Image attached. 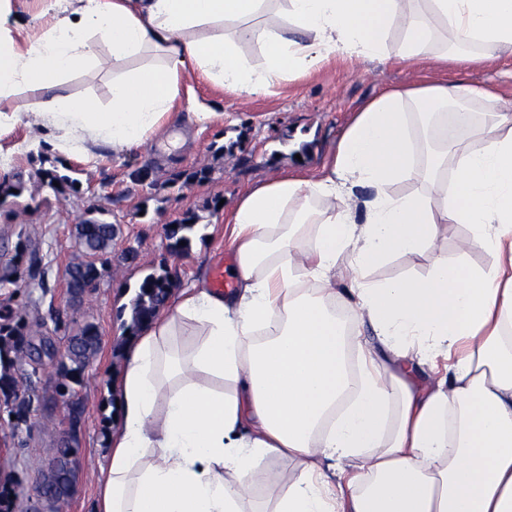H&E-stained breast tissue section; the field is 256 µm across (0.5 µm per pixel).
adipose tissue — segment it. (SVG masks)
<instances>
[{"instance_id":"ef3b65f1","label":"adipose tissue","mask_w":512,"mask_h":512,"mask_svg":"<svg viewBox=\"0 0 512 512\" xmlns=\"http://www.w3.org/2000/svg\"><path fill=\"white\" fill-rule=\"evenodd\" d=\"M38 2L36 29L0 0V135L34 117L43 149L87 160L168 128L189 76L252 98L339 52L384 56L395 29L400 60L458 73L385 88L320 169L252 184L225 211L235 288L197 280L131 338L95 512H247L272 460L296 475L269 512H512V90L465 78L512 55V0ZM446 31L481 52L439 51ZM81 66L111 69L108 107L59 94ZM473 99L489 106L477 149L420 154L415 123ZM449 224L469 229L453 263L435 249ZM475 246L489 268L465 262ZM414 252L426 276L368 281Z\"/></svg>"}]
</instances>
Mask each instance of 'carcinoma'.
Listing matches in <instances>:
<instances>
[{
    "mask_svg": "<svg viewBox=\"0 0 512 512\" xmlns=\"http://www.w3.org/2000/svg\"><path fill=\"white\" fill-rule=\"evenodd\" d=\"M39 168L30 177L38 180L39 184L50 189L57 196L77 194L80 191L78 179L67 174L70 167L41 153L38 155ZM26 190V180L21 172H10L0 178V209L17 204ZM112 212L97 206L88 207L82 215L80 224L76 227L77 246L84 260L72 265L70 287L79 288L85 282H91L100 277V269L106 268L105 258L114 236L116 225L109 217ZM196 220L187 216L176 222V227L168 228L167 238L171 240V248L185 251L189 248L191 234L194 232ZM23 253H18L10 261L0 265V283L12 284L22 277L21 260ZM172 279L169 274L150 273L139 285L138 292L132 300L134 322L141 324L152 318L165 304L171 287ZM26 309H18L14 324L0 325V348L4 351L22 352L21 336L25 328L24 315ZM98 334L92 323H86L78 332L70 337L61 366L64 381L56 387V394L68 401V414L78 420L83 414L82 398L76 386L81 384L82 375L89 364L90 358L97 350ZM70 449H49V463L46 474L66 470L75 475L73 461L69 459Z\"/></svg>",
    "mask_w": 512,
    "mask_h": 512,
    "instance_id": "carcinoma-1",
    "label": "carcinoma"
}]
</instances>
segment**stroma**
Returning a JSON list of instances; mask_svg holds the SVG:
<instances>
[{"label":"stroma","mask_w":512,"mask_h":512,"mask_svg":"<svg viewBox=\"0 0 512 512\" xmlns=\"http://www.w3.org/2000/svg\"><path fill=\"white\" fill-rule=\"evenodd\" d=\"M402 42L401 33H391L386 40L387 59L339 54L310 75L277 82L257 99L183 82L175 127L185 131L187 141L176 150L177 169L161 166L159 159L169 146L161 137L133 152L101 148L93 162L65 157L81 183L79 194L58 197L29 183L25 195L32 200L30 210L18 212L15 220H0V263L15 255L17 232L24 226L30 233V248L49 266L45 287L33 288L21 279L0 288L1 317L13 316L21 305L30 309L22 338L28 354L10 368L18 397L0 396V487L18 490L12 512H23L47 449L60 445L67 434L65 407L56 400L55 389L61 380L57 360L69 337L91 322L97 327L99 344L80 390L84 411L75 488L57 512H92L106 441L119 425L112 409V381L124 356L122 334L133 325L124 295L136 292L150 273H170L181 288L210 276L216 254L224 249L223 208L233 205L244 187L300 165L320 167L364 101L383 88L438 76L436 67L419 68L398 60ZM62 89L70 97H91L105 107L112 100V74L79 70L65 78ZM197 110L223 113L224 121L199 127L193 117ZM145 168L156 188L135 181V173ZM200 168L208 170L207 180L168 187L174 171ZM91 205L111 211L117 234L97 287L83 302L73 304L66 269L81 258L74 227ZM189 214L198 218L190 247L174 251L165 228ZM130 249L136 258L124 261ZM428 271L427 255L411 253L374 265L367 277L382 283Z\"/></svg>","instance_id":"1"}]
</instances>
